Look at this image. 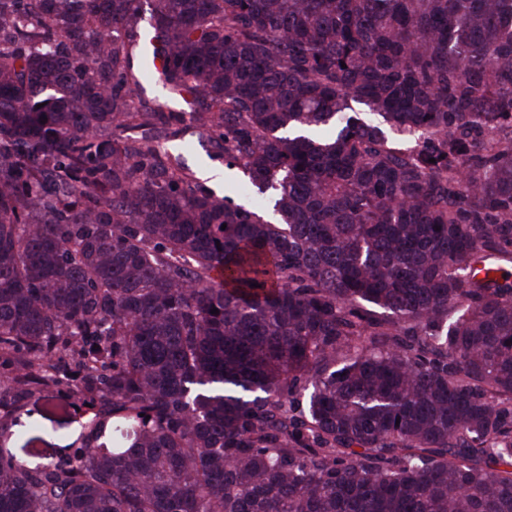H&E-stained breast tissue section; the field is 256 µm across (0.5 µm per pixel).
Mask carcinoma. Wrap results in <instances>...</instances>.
Listing matches in <instances>:
<instances>
[{"mask_svg": "<svg viewBox=\"0 0 512 512\" xmlns=\"http://www.w3.org/2000/svg\"><path fill=\"white\" fill-rule=\"evenodd\" d=\"M503 263L512 0H0V512H512ZM184 127H186V130H185L184 135L181 138H179L177 140L166 142L165 144H163V147L165 149H169L170 151H173V150H177V149L180 150V149L186 148L187 146H191L192 148L184 153L186 160H187V164L192 168V170L194 172H196V175L201 178V181L205 182L207 186H209L211 189H213L211 184L208 181L207 182L205 181V178L202 175V168L206 165H209V166L220 167V168L226 169L224 166V160H221V159H213L212 160L207 156L205 150L202 148V146L200 145V142H199L200 141L199 130L191 125L190 121L188 120V117H187ZM214 192L218 196L222 197V196H224V187L222 190H220L218 192H216L214 190ZM54 404L56 406L47 404L42 398H33L24 408L19 418L18 434L6 445L17 460L25 464L46 463L58 451V446L71 442L79 434L86 415H82L81 409L63 401L56 400ZM46 415L53 421L47 420ZM61 436L65 438L61 439Z\"/></svg>", "mask_w": 512, "mask_h": 512, "instance_id": "obj_1", "label": "carcinoma"}]
</instances>
